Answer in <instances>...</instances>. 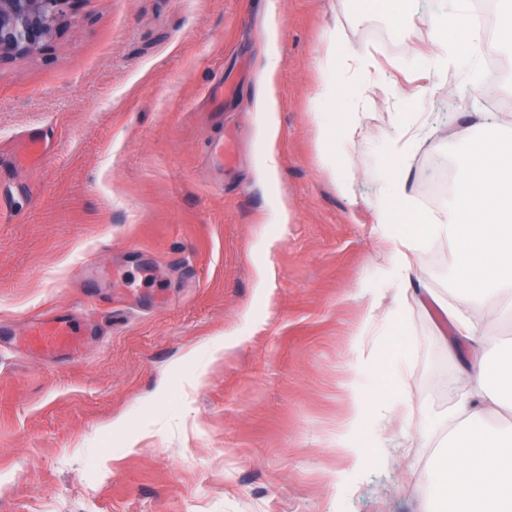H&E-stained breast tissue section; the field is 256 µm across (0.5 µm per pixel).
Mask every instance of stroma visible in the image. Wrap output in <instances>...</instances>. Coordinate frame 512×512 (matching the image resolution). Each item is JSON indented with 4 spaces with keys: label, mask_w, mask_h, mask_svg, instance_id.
Instances as JSON below:
<instances>
[{
    "label": "stroma",
    "mask_w": 512,
    "mask_h": 512,
    "mask_svg": "<svg viewBox=\"0 0 512 512\" xmlns=\"http://www.w3.org/2000/svg\"><path fill=\"white\" fill-rule=\"evenodd\" d=\"M267 2L83 0L62 37L0 65V512H422L431 451L380 414L390 381L352 367L372 299L396 310L376 357L404 367L413 430L461 396L442 304L512 344L498 298L465 304L448 284V241L417 254L399 294L374 209L383 153L406 131L417 140L396 178L413 204L433 165L458 178L459 140L512 131V71L427 72V38L406 27L448 0H275L280 174L267 182L254 109ZM339 26L380 67L361 95L316 110L317 55ZM217 81L220 111L203 99ZM355 114L371 136L338 153L357 170L344 196L318 125ZM33 135L44 162L25 155ZM54 311L85 336L49 360L28 330ZM354 383L369 404L359 470L336 446Z\"/></svg>",
    "instance_id": "stroma-1"
}]
</instances>
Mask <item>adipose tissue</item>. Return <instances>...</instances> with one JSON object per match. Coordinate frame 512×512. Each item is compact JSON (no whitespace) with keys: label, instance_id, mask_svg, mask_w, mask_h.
Listing matches in <instances>:
<instances>
[{"label":"adipose tissue","instance_id":"adipose-tissue-1","mask_svg":"<svg viewBox=\"0 0 512 512\" xmlns=\"http://www.w3.org/2000/svg\"><path fill=\"white\" fill-rule=\"evenodd\" d=\"M448 10L435 17L429 37L426 66L430 72L454 76L460 60L478 64L493 52H512V0H500L494 37H487L469 14L468 0H450ZM267 35L265 66L260 74L255 106L264 117L262 138L273 143L278 133V103L271 80L280 64L275 7L264 18ZM376 64L373 53L357 56L349 51L343 31L327 33L319 57L323 75L317 101L334 104L344 94V86L334 74L346 71L359 76L370 73ZM453 333L449 358H456L460 345H468L471 365L460 373L463 400L449 407L433 429L420 433L425 443L437 448L430 468L429 512H512V422L491 424L489 411L512 407V346L475 342L476 328L458 309L443 311ZM351 411L342 423L338 441L352 469L363 467L364 449L355 447L351 437L365 422L367 402L360 389L350 393Z\"/></svg>","mask_w":512,"mask_h":512}]
</instances>
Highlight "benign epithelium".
I'll return each mask as SVG.
<instances>
[{"label":"benign epithelium","instance_id":"1","mask_svg":"<svg viewBox=\"0 0 512 512\" xmlns=\"http://www.w3.org/2000/svg\"><path fill=\"white\" fill-rule=\"evenodd\" d=\"M83 0H0V63L32 56L61 35Z\"/></svg>","mask_w":512,"mask_h":512}]
</instances>
